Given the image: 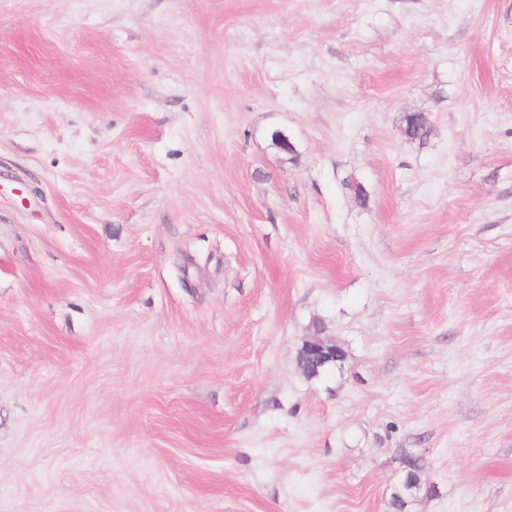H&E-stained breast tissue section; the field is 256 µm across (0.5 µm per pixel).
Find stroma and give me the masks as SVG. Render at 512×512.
<instances>
[{
	"label": "stroma",
	"mask_w": 512,
	"mask_h": 512,
	"mask_svg": "<svg viewBox=\"0 0 512 512\" xmlns=\"http://www.w3.org/2000/svg\"><path fill=\"white\" fill-rule=\"evenodd\" d=\"M409 456L512 512V0H0V512H390ZM343 360L342 350L336 344L325 342L318 334L303 343L297 357L299 367L310 376H317L333 366L336 367Z\"/></svg>",
	"instance_id": "stroma-1"
}]
</instances>
